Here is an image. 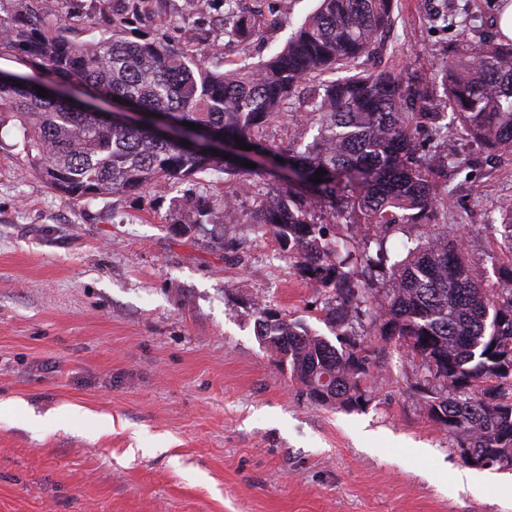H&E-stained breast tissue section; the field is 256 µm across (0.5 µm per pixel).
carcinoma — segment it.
Returning a JSON list of instances; mask_svg holds the SVG:
<instances>
[{
	"instance_id": "carcinoma-1",
	"label": "carcinoma",
	"mask_w": 512,
	"mask_h": 512,
	"mask_svg": "<svg viewBox=\"0 0 512 512\" xmlns=\"http://www.w3.org/2000/svg\"><path fill=\"white\" fill-rule=\"evenodd\" d=\"M112 14L89 20L97 34L72 37L41 0H0V57L19 55L50 75L62 92L0 85V112H12L41 180L75 202L115 193L173 187L208 171L234 176L242 156L209 155L148 126L106 122L65 93L118 97L151 117H166L227 141L253 146L265 170L281 158L274 182L258 194L252 223L262 225L308 279L334 291L327 316L336 341L267 305L254 307L255 335L288 366L308 397L323 406L361 410L371 401L370 346L349 329L373 314L379 336L417 361L430 419L482 467L512 456V258L493 287L483 285L463 245L437 224L448 190L435 176L465 163L452 129L495 152H512V39L480 43L439 73L452 112H410L430 97L404 72L356 70L395 22L392 0H317L282 48L256 65L212 69L204 49L188 54L147 33L127 30L144 0H116ZM224 33L246 40L260 24L221 0ZM346 75L309 97L317 134L286 151L262 144L260 129L278 117L297 86L325 72ZM323 169L322 182L315 172ZM345 220L338 237L321 211ZM512 253V205L498 208ZM210 215L197 202L182 215L188 235ZM413 233L391 253L387 237Z\"/></svg>"
}]
</instances>
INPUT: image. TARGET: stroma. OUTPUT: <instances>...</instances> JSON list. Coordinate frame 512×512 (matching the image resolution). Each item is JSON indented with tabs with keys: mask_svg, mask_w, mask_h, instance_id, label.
I'll return each mask as SVG.
<instances>
[{
	"mask_svg": "<svg viewBox=\"0 0 512 512\" xmlns=\"http://www.w3.org/2000/svg\"><path fill=\"white\" fill-rule=\"evenodd\" d=\"M500 0H394L396 21L358 62L407 70L448 111L435 77L466 42L496 36ZM261 31L225 35L200 0H148L141 23L173 44L206 47L209 65L265 60L315 0H238ZM297 92L262 131L287 148L313 132ZM449 171L448 222L484 285L508 249L486 214L512 202V155L463 141ZM266 175L211 171L165 192L67 201L32 169L0 112V512H512L510 468L466 466L428 416L411 358L370 317L371 401L347 412L312 401L254 331V305L330 335L332 292L300 277L259 225H220L225 195L253 207ZM206 200L188 235L182 208ZM83 415L65 416L66 407Z\"/></svg>",
	"mask_w": 512,
	"mask_h": 512,
	"instance_id": "stroma-1",
	"label": "stroma"
}]
</instances>
